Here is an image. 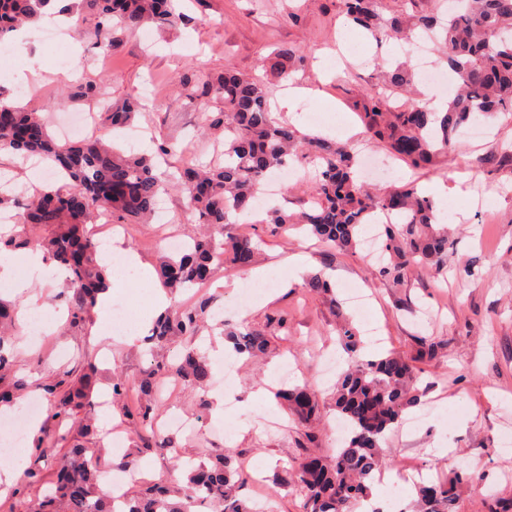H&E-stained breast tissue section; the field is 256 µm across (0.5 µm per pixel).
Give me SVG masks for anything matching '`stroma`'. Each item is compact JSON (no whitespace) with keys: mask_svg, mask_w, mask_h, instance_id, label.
I'll use <instances>...</instances> for the list:
<instances>
[{"mask_svg":"<svg viewBox=\"0 0 512 512\" xmlns=\"http://www.w3.org/2000/svg\"><path fill=\"white\" fill-rule=\"evenodd\" d=\"M188 16L186 25L162 28L146 23L117 28L108 57L94 47V22L80 26L68 62H61L56 47L45 44L44 29L68 28V21H41L28 30L27 45H18L14 34L0 36V86L19 95L28 110L51 117L63 108L94 110L81 99L65 103L67 92L88 81L105 83L113 99L136 94L145 108L137 114L133 130L142 136V151L155 152L161 143L177 145V166L211 162L221 151L214 135L202 132L205 113L217 111L218 103H193L180 92L177 81L185 72L203 77L233 68L264 81L269 95L283 89L270 77L263 60L284 46L301 47L306 61L296 70L294 82L315 91V100L304 99L280 120L303 135H321L340 142L350 140L356 154L387 156L383 147L363 132L352 102L359 89L372 85L377 66L401 61L395 42L376 43L355 27L347 26L336 0H181ZM297 12L290 22L289 12ZM330 76L319 81L317 65ZM512 145V119L486 118L479 138L460 135L455 150L435 168L414 170L396 161L397 176L378 174L370 184L386 187L415 181L427 191L435 180L448 187V199L440 207L448 229L450 257L446 273L432 268L410 267L400 282L381 278L365 245L344 251L331 243L307 237L302 228L271 232L264 224H231L224 233L247 237L258 244L254 268L219 269L211 284L179 295L183 304L207 297L213 316L205 318L199 335L175 336L164 343H149L151 320L142 308L150 290L140 276L123 277L113 301L122 303L125 319L139 326V333H117L116 319L109 332L97 338L95 324L72 326L62 295L60 279L40 274L12 285L0 283V298L23 307L38 296V308L48 318L43 343H35L18 319L9 337L13 365L0 388L10 389L23 381V399L42 397V385L55 378L78 380L88 360L99 369L98 392L111 389L113 377L125 379V396L113 401L109 412L93 410L98 429L96 446L102 462L123 455L141 460L139 476L128 483L129 492L170 479L175 461H209L223 454L234 464L254 467L264 483L246 485L242 497L266 504L270 512H303L300 487L284 480V468L297 465L308 453H334L336 420L333 394L337 373L325 372L327 363L342 359L338 329L351 322L358 334L374 325L380 343H365L362 351L376 356L400 353L420 372L426 393L408 410L419 418L416 429L398 427L389 432L386 447L396 465L420 470L427 480L448 484L459 469L481 474L482 491L460 494L455 512H496L512 503V445L502 442L512 427V162L478 166L480 157L496 147ZM467 174L464 183L454 176ZM166 224L122 225L116 247L136 253L140 260L158 268L167 254V234L192 241L201 224L188 210L185 194L164 197ZM297 254L308 257L307 273H324L332 294L309 291L305 282L289 283L288 261ZM256 290L248 309L237 312L236 298L242 282ZM284 312L288 327L278 330L270 317ZM245 324L264 333L268 354L258 361L235 354L224 338L228 326ZM205 354L212 367L206 389L180 379L175 371L186 350ZM164 366L166 380L153 400L154 424L150 427L126 419L127 408L140 398L141 383L152 380L155 366ZM296 366L290 380L309 386L317 401L315 416L298 420L278 399L282 374ZM224 397L223 413H216L213 395ZM185 415L197 424L192 434L169 431L163 426L172 414ZM281 423L280 432L266 431L264 419ZM37 434L27 435L20 455L26 468L41 475V489H48L54 462L42 457L38 445L43 435L56 439L58 451L81 443L77 429L59 422L51 411L37 419Z\"/></svg>","mask_w":512,"mask_h":512,"instance_id":"stroma-1","label":"stroma"}]
</instances>
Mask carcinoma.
Returning a JSON list of instances; mask_svg holds the SVG:
<instances>
[{"label":"carcinoma","instance_id":"obj_1","mask_svg":"<svg viewBox=\"0 0 512 512\" xmlns=\"http://www.w3.org/2000/svg\"><path fill=\"white\" fill-rule=\"evenodd\" d=\"M53 0H0V36L24 23H35ZM77 9L96 19L95 44L112 46V19L126 28L145 22L175 27L183 20L174 0H78L61 8ZM340 13L378 43L395 39L413 41L415 30L438 31V53L459 82L456 96L439 114L414 102V74L405 63L392 71L374 73L375 87L361 91L353 102L365 132L413 168L435 165L453 149L463 125L477 116H512V0H458L448 16L414 10L385 18L384 0H339ZM303 56L294 48L277 50L268 60L270 75L288 79ZM179 86L191 100H213L222 110L205 116L208 128L224 134V161L203 168L160 170L154 156L125 154L99 139L68 144L56 142L46 122L8 100L10 91L0 87V151L50 161L66 184L40 190L23 201L0 190V209L14 207L18 226H41L37 237L23 231L0 232V252L39 248L53 265L67 273L64 298L70 320L81 326L90 321L97 294L106 283L105 269L97 260L98 247L88 225L102 212L114 224H142L151 220L159 195L173 187L187 194L191 214L206 225V232L177 257L159 267L165 288L177 291L209 279L223 266H238L240 255L255 259L257 247L248 238L224 236L229 224H247L263 183L275 167L303 152L316 164V178L309 183L311 207L298 214L281 207L265 213L262 224L285 231L302 224L318 239L342 250L356 247L360 228L375 214L396 215L402 229L385 230L384 251L390 261L377 269L384 278L399 281L412 265L448 266V233L434 227L433 201L416 186L377 190L358 182L349 145L319 137H302L289 123L272 116L266 89L260 81L232 68L206 79L185 73ZM406 98L397 107L388 96ZM76 97L100 105L112 129L129 125L142 109V99L130 95L112 102L103 83H87ZM208 301L189 308L177 307L154 322L151 340L197 335ZM16 316L14 306L0 300V347ZM235 351L256 357L265 353L268 339L248 329L227 332ZM348 354L347 368L334 393L336 410L350 427L349 437L333 456L321 457L319 471L297 465L296 477L304 495V512H354L369 500L376 473L393 466L383 442L404 413L420 402L422 392L412 365L393 352L366 359L359 355L357 333L351 326L339 330ZM177 372L200 387L211 378V365L198 351L187 352ZM96 366L88 363L78 382L65 378L47 382L43 391L53 415L84 432L90 419L82 415L95 387ZM281 397L302 421L315 412L313 396L305 387L282 390ZM106 472L96 450L75 446L57 457L52 487L26 512H197L207 505L211 512H262L239 492L250 475L232 465L228 456L212 466L185 465L181 491L170 484L153 485L145 493H125L115 501L101 482ZM481 476L458 471L452 486L415 484L414 512H453L460 486L477 487Z\"/></svg>","mask_w":512,"mask_h":512}]
</instances>
